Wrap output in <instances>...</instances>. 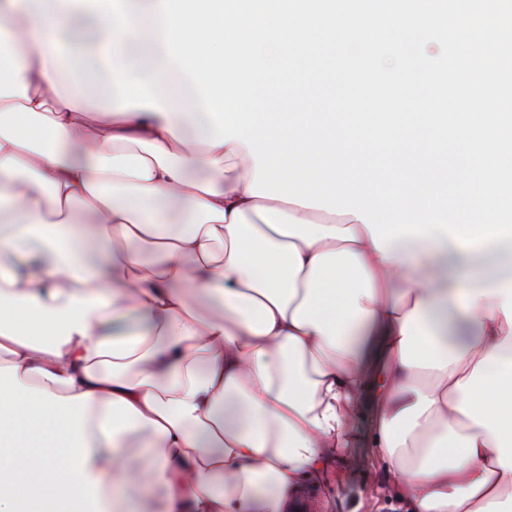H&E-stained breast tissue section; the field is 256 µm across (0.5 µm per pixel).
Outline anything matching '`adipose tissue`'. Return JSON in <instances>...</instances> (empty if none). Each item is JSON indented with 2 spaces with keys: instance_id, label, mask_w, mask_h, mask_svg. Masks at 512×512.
I'll return each instance as SVG.
<instances>
[{
  "instance_id": "adipose-tissue-1",
  "label": "adipose tissue",
  "mask_w": 512,
  "mask_h": 512,
  "mask_svg": "<svg viewBox=\"0 0 512 512\" xmlns=\"http://www.w3.org/2000/svg\"><path fill=\"white\" fill-rule=\"evenodd\" d=\"M156 3L0 0V512H287L365 421L401 512H512V240L253 196ZM111 48L169 109L115 106Z\"/></svg>"
}]
</instances>
